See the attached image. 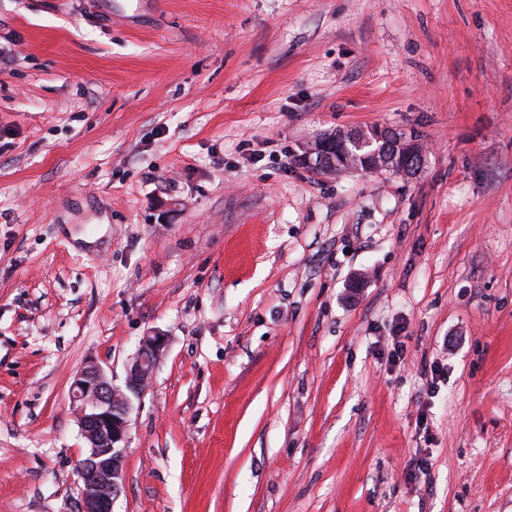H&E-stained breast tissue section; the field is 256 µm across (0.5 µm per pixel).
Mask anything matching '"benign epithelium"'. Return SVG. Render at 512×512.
Here are the masks:
<instances>
[{
	"instance_id": "benign-epithelium-1",
	"label": "benign epithelium",
	"mask_w": 512,
	"mask_h": 512,
	"mask_svg": "<svg viewBox=\"0 0 512 512\" xmlns=\"http://www.w3.org/2000/svg\"><path fill=\"white\" fill-rule=\"evenodd\" d=\"M375 138L393 155H421L418 144L400 135L378 130ZM167 346V337L153 333L142 338L128 369L124 386L112 384L97 364L74 376L70 397L79 415L81 434L89 448L77 473L81 483L79 512H113L124 481V453L132 398L144 393L157 359Z\"/></svg>"
}]
</instances>
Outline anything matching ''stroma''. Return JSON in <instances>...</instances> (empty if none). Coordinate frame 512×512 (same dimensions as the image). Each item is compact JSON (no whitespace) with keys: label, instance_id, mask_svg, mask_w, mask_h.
I'll return each mask as SVG.
<instances>
[{"label":"stroma","instance_id":"35a3bbf8","mask_svg":"<svg viewBox=\"0 0 512 512\" xmlns=\"http://www.w3.org/2000/svg\"><path fill=\"white\" fill-rule=\"evenodd\" d=\"M151 331L113 512H512V0H0V512ZM375 138L378 140L377 142L382 141L385 143V149L391 148L393 153V158H396L398 154H405L409 157H413L415 155L422 157L420 147L417 143L412 141H407L399 134L386 131V130H377L375 132ZM327 144V149L322 150L321 152L314 153L315 156V166L318 171H321L322 168L326 166L322 163L323 156L328 152L334 149L336 155V162L340 163L339 155H348L350 152L355 154H359L360 156L366 155L365 152H359L355 149L354 145H351L347 139H342L337 133L330 134L327 137L322 139ZM336 162L330 161L327 165L328 168H341L340 166H336Z\"/></svg>","mask_w":512,"mask_h":512}]
</instances>
